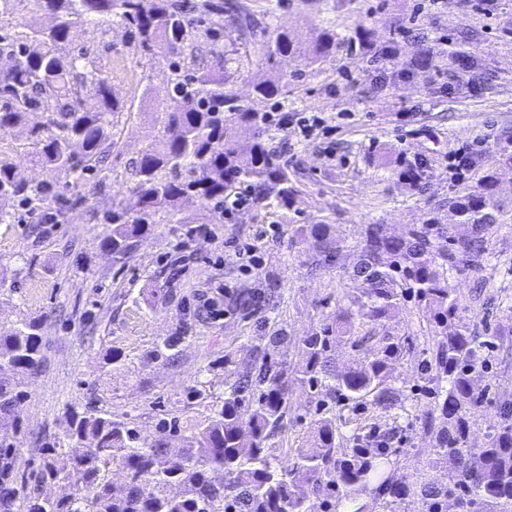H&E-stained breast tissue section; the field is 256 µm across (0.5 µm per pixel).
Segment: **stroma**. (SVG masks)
<instances>
[{
    "instance_id": "obj_1",
    "label": "stroma",
    "mask_w": 512,
    "mask_h": 512,
    "mask_svg": "<svg viewBox=\"0 0 512 512\" xmlns=\"http://www.w3.org/2000/svg\"><path fill=\"white\" fill-rule=\"evenodd\" d=\"M240 2L265 14L266 37L285 31L306 47L319 29L344 37L361 21L390 53L384 60L346 47L317 68L298 56L271 66L257 55L238 79L235 90L248 101L257 82L301 75L286 98L260 105L287 113L293 123L287 139L272 140L301 190L293 208L251 203L191 228L163 212L126 262H115L104 246L112 230L104 217L131 197L153 103L164 97L170 78L168 60L144 56L117 26H81L63 48L69 55L90 49L126 107L117 144L101 164L105 187L32 166L28 129L0 133V158L16 164L21 176L85 198L57 224L42 223L13 202L0 204L11 214L10 223L0 224V325L40 321L44 355L39 371L11 374L22 398L9 415H0V445L14 476L35 468L47 445L60 444L72 408L125 419L145 443L170 415L178 416L186 435L205 425L225 384L236 379L235 363L265 344L256 327L262 316L276 317L291 340L289 363H302L296 339L330 321L338 308L353 306L357 291L346 265L312 266L309 243L296 236L299 225H331L351 256L370 224L398 236L410 224L452 223L449 196L473 182L457 177L458 157L490 168L505 132H512V41L498 38L499 28L512 25V0H493L488 11L475 10L470 0ZM458 48L483 65L481 78L465 86L453 55ZM423 51L437 56V66L413 67L414 55ZM311 115L325 131L306 137L295 123ZM410 166L424 174L414 191L398 177ZM272 280L278 284L273 293ZM449 283L475 335L503 334L480 382L482 416L471 439L481 444L486 417L500 401L512 400V223L485 241L480 271L450 273ZM374 330L412 339L395 371L401 400L390 408L369 402L340 407L336 417L388 435L389 460L409 484L444 478V470L428 467L435 445L428 422L440 389L432 368L438 339L412 299ZM172 336L182 339L178 361L154 360L156 345Z\"/></svg>"
}]
</instances>
